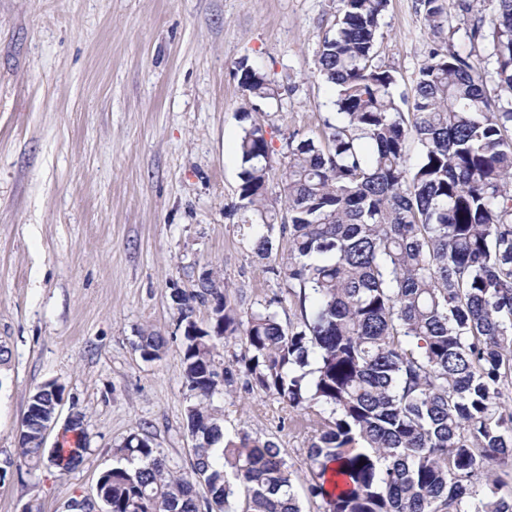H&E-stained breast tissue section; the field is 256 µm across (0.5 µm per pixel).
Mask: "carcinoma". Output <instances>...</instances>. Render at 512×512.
<instances>
[{
  "label": "carcinoma",
  "instance_id": "carcinoma-1",
  "mask_svg": "<svg viewBox=\"0 0 512 512\" xmlns=\"http://www.w3.org/2000/svg\"><path fill=\"white\" fill-rule=\"evenodd\" d=\"M496 2L489 55L512 93V0ZM386 5L338 0L317 53L336 89V123L288 143L283 217L266 197V131L242 114L238 209L252 249L287 288L245 317L210 270L174 290L191 476L173 474L147 436L132 434L98 479L104 512H302L272 438L224 440L215 398L239 388L322 408L307 491L324 512H512V494L496 491V468L512 462L503 400L512 386V100L492 102L480 67L449 46L432 49L412 94L396 97L394 71L375 62ZM418 9L433 33L448 28V0H418ZM241 85L259 99L277 95L252 67ZM278 236L288 238L285 254ZM285 302L295 308L286 322ZM237 337L247 353L226 366L220 346ZM137 348L157 360L165 339L142 330ZM62 393L49 382L28 398L19 443L35 466ZM84 451L79 440L50 458L71 469Z\"/></svg>",
  "mask_w": 512,
  "mask_h": 512
}]
</instances>
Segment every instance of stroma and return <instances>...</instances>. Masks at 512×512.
Here are the masks:
<instances>
[{
  "instance_id": "stroma-1",
  "label": "stroma",
  "mask_w": 512,
  "mask_h": 512,
  "mask_svg": "<svg viewBox=\"0 0 512 512\" xmlns=\"http://www.w3.org/2000/svg\"><path fill=\"white\" fill-rule=\"evenodd\" d=\"M447 43L486 70L473 26L496 0H451ZM336 0H0V512H66L133 433L171 470L191 468L174 289L217 272L240 311L285 288L243 240L237 187L242 112L265 124L274 158L319 136L334 90L318 75ZM435 43L417 0H388L376 61L410 92ZM260 68L276 98L249 97L241 66ZM151 328L161 359L135 345ZM63 388L55 447L72 414L87 450L65 470L28 465L19 436L29 395ZM224 434L278 443L303 512L312 429L307 413L264 394L224 398Z\"/></svg>"
}]
</instances>
